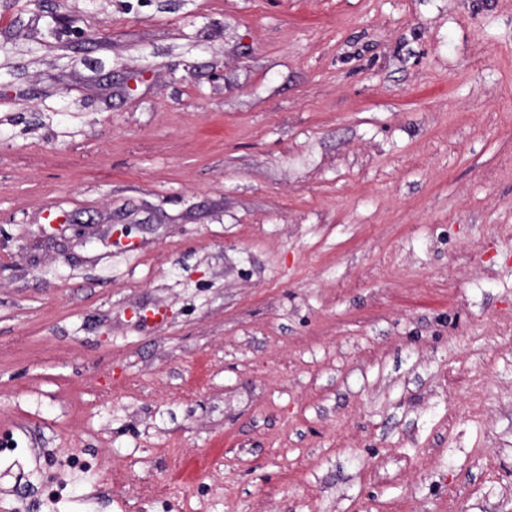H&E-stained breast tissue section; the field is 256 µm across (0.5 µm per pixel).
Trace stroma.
<instances>
[{"mask_svg":"<svg viewBox=\"0 0 512 512\" xmlns=\"http://www.w3.org/2000/svg\"><path fill=\"white\" fill-rule=\"evenodd\" d=\"M1 432L0 512H512V0H0ZM76 451L77 450L70 449V453H65L61 464L56 471L52 486L55 499L61 498L69 492L70 478L76 471V466L74 464H81L75 457Z\"/></svg>","mask_w":512,"mask_h":512,"instance_id":"1","label":"stroma"}]
</instances>
